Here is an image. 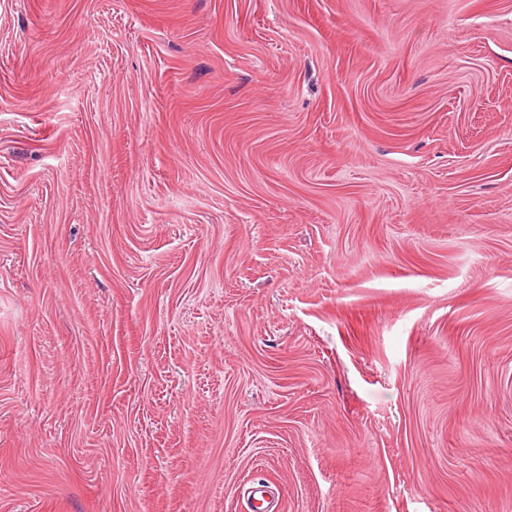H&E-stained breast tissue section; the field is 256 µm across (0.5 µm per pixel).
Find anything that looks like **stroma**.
<instances>
[{
	"label": "stroma",
	"instance_id": "35a3bbf8",
	"mask_svg": "<svg viewBox=\"0 0 512 512\" xmlns=\"http://www.w3.org/2000/svg\"><path fill=\"white\" fill-rule=\"evenodd\" d=\"M512 512V0H0V512Z\"/></svg>",
	"mask_w": 512,
	"mask_h": 512
}]
</instances>
